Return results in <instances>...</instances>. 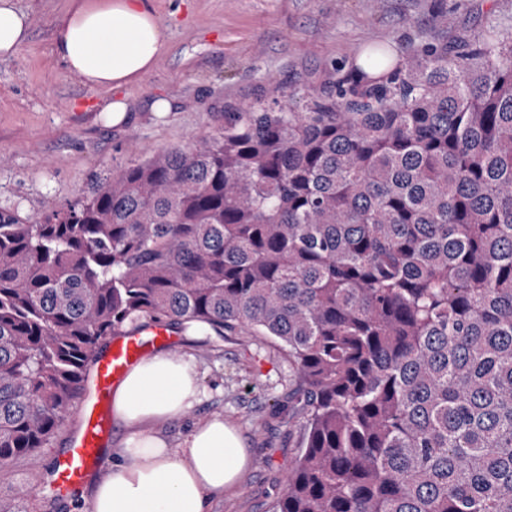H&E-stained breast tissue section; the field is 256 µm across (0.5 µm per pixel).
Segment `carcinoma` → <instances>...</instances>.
<instances>
[{
    "label": "carcinoma",
    "mask_w": 512,
    "mask_h": 512,
    "mask_svg": "<svg viewBox=\"0 0 512 512\" xmlns=\"http://www.w3.org/2000/svg\"><path fill=\"white\" fill-rule=\"evenodd\" d=\"M140 319L296 368L272 512H512V33L275 86L63 210H1V467L51 442L100 341Z\"/></svg>",
    "instance_id": "carcinoma-1"
}]
</instances>
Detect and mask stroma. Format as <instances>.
Segmentation results:
<instances>
[{
    "label": "stroma",
    "mask_w": 512,
    "mask_h": 512,
    "mask_svg": "<svg viewBox=\"0 0 512 512\" xmlns=\"http://www.w3.org/2000/svg\"><path fill=\"white\" fill-rule=\"evenodd\" d=\"M66 3L19 0L30 16L29 40L0 60V209L33 219L83 196L93 176L222 127L229 106L268 97L275 86L316 90L351 74L367 49L403 55L438 41L460 48L492 23L512 31V0H149L166 49L153 73L123 89L130 110L115 125L100 110L109 92L82 85L51 52ZM160 99L170 111H153ZM172 330V351L192 356L200 395L155 432L175 447L194 424L223 414L243 436L250 464L212 499L210 512H270L298 440L287 417L271 411L287 403L296 368L273 344L244 333ZM81 426L70 413L46 448L0 473V493L28 484L35 491L28 512H44L50 472Z\"/></svg>",
    "instance_id": "1"
}]
</instances>
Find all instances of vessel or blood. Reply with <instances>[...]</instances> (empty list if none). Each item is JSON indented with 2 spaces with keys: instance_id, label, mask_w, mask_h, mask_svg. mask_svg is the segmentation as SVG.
<instances>
[{
  "instance_id": "1",
  "label": "vessel or blood",
  "mask_w": 512,
  "mask_h": 512,
  "mask_svg": "<svg viewBox=\"0 0 512 512\" xmlns=\"http://www.w3.org/2000/svg\"><path fill=\"white\" fill-rule=\"evenodd\" d=\"M171 332L162 324L148 331L121 330L95 364L93 392L78 407L82 420L65 455L56 464V482L61 490L81 488L93 476L100 464L101 454L112 435V391L144 350L153 345L170 343Z\"/></svg>"
}]
</instances>
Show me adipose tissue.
Segmentation results:
<instances>
[{"mask_svg": "<svg viewBox=\"0 0 512 512\" xmlns=\"http://www.w3.org/2000/svg\"><path fill=\"white\" fill-rule=\"evenodd\" d=\"M28 37L27 13L16 0H0V60L13 58ZM165 48L148 0H71L51 44L72 77L101 90L139 83ZM198 389L192 361L167 351L127 372L113 391L112 413L128 436L89 489L91 512H209L210 501L235 483L250 458L221 415L195 424L175 449L149 429L182 416Z\"/></svg>", "mask_w": 512, "mask_h": 512, "instance_id": "obj_1", "label": "adipose tissue"}]
</instances>
